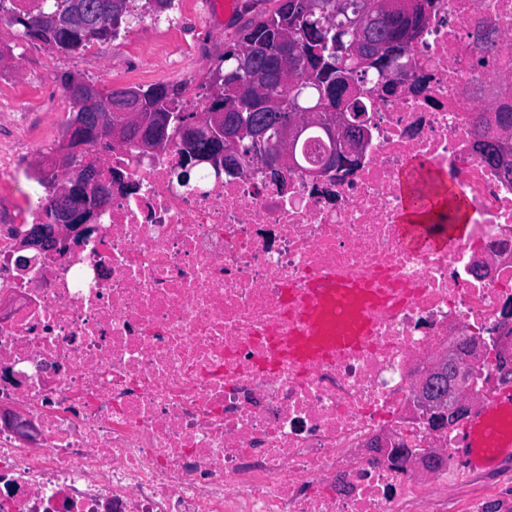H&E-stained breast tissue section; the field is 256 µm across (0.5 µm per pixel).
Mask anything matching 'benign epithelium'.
Returning a JSON list of instances; mask_svg holds the SVG:
<instances>
[{"mask_svg":"<svg viewBox=\"0 0 512 512\" xmlns=\"http://www.w3.org/2000/svg\"><path fill=\"white\" fill-rule=\"evenodd\" d=\"M264 48L255 44L237 54V67L224 73V83L236 98L252 97L255 92L245 85L240 71H251L264 58ZM69 97L97 101L98 90L85 83L66 85ZM146 95L140 89L126 88L123 93L103 103L101 112H84L67 128L51 166L61 174L56 190L57 204L50 221L36 225L25 234L22 247L39 252L56 245L64 237L81 234L90 224L97 223L99 213L112 197V189L124 188L119 180H101L103 152L108 145H120L127 135H135L145 148H153L165 141L167 131L174 129L184 140H196V120H182L176 112H145ZM235 115L228 119L224 112H208L203 120L207 128L209 149L199 161L222 168L231 164L235 155L245 148L260 157L268 172L288 166V153L313 119L305 108L297 107L288 114L281 112L273 118H260L252 110L238 105ZM330 139L336 141V152L359 156L362 138L353 135L343 138L336 128L327 129ZM283 146L279 151L268 147L272 139ZM85 155L83 164L73 165V158ZM462 373L457 352L450 350L437 356L434 362L415 378L416 399L428 406L432 429L441 431L449 421L463 415L469 408L465 385L457 383Z\"/></svg>","mask_w":512,"mask_h":512,"instance_id":"benign-epithelium-1","label":"benign epithelium"}]
</instances>
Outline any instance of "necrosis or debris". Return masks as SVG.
Listing matches in <instances>:
<instances>
[{
	"label": "necrosis or debris",
	"instance_id": "necrosis-or-debris-1",
	"mask_svg": "<svg viewBox=\"0 0 512 512\" xmlns=\"http://www.w3.org/2000/svg\"><path fill=\"white\" fill-rule=\"evenodd\" d=\"M490 27L495 48L480 39ZM401 82L373 95L356 164L302 150L273 178L258 160L179 174L183 141L117 147L89 233L15 258L47 197L7 190L0 150V512H512V483L459 460V426L430 431L412 394L448 346L512 356V172L487 165L474 120L512 101V0H432ZM468 200L452 249L402 240L411 163ZM383 293L359 348L288 359L314 278ZM472 408L512 372L468 359ZM440 449L422 475L371 440Z\"/></svg>",
	"mask_w": 512,
	"mask_h": 512
}]
</instances>
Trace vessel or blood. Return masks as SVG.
I'll use <instances>...</instances> for the list:
<instances>
[{
    "instance_id": "obj_1",
    "label": "vessel or blood",
    "mask_w": 512,
    "mask_h": 512,
    "mask_svg": "<svg viewBox=\"0 0 512 512\" xmlns=\"http://www.w3.org/2000/svg\"><path fill=\"white\" fill-rule=\"evenodd\" d=\"M405 242L427 245L440 250L448 249L456 240L455 235L425 236L424 228L418 224L401 227ZM313 300L305 313L307 326L292 340L288 353L297 361L307 362L319 358L326 352L360 345L368 330V312L376 298L355 281L323 284L312 281ZM490 444L488 451L480 455L464 454L468 469L488 470L495 468L501 460L512 457V438H502L493 430H486Z\"/></svg>"
}]
</instances>
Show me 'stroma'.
<instances>
[{"instance_id":"1","label":"stroma","mask_w":512,"mask_h":512,"mask_svg":"<svg viewBox=\"0 0 512 512\" xmlns=\"http://www.w3.org/2000/svg\"><path fill=\"white\" fill-rule=\"evenodd\" d=\"M276 6V0H237L234 12L217 13L209 0H195L189 8L183 7L181 0H174L168 14L176 18L184 41L194 48L178 70L156 67L154 58L142 48L153 34L137 17L131 18L119 37L100 42L93 52L79 54L57 53L50 45L21 38L14 30L1 28L0 61L5 64L15 91H25L38 80L44 83V92L35 107L22 102L17 105L19 120L25 127L21 139L31 155L33 174L20 176L14 184L15 199L34 200L45 193L35 175L41 165L39 149L43 146L56 149L75 111L64 89V76L112 89L146 88L155 84L176 87L185 75L192 74L204 88L225 48L237 41L241 26L248 19L270 13Z\"/></svg>"}]
</instances>
